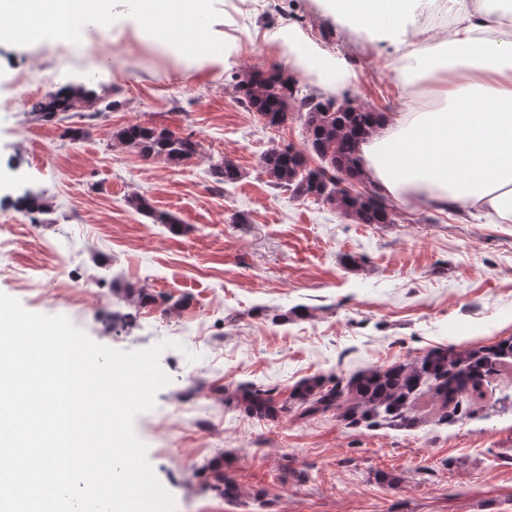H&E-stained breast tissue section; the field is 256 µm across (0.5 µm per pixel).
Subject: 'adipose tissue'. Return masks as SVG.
I'll return each mask as SVG.
<instances>
[{"instance_id":"obj_1","label":"adipose tissue","mask_w":512,"mask_h":512,"mask_svg":"<svg viewBox=\"0 0 512 512\" xmlns=\"http://www.w3.org/2000/svg\"><path fill=\"white\" fill-rule=\"evenodd\" d=\"M218 0H0V40L72 34L98 19L130 24L136 36L176 48L172 36L218 21ZM358 34L389 40V62L408 111L383 114L359 145L360 176L390 199L416 208L488 211L512 222V0H446L450 24L438 44L416 40L414 25L435 0H318ZM279 44L290 67L321 89L340 91L358 75L291 26Z\"/></svg>"}]
</instances>
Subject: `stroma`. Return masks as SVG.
I'll return each mask as SVG.
<instances>
[{
    "label": "stroma",
    "instance_id": "stroma-1",
    "mask_svg": "<svg viewBox=\"0 0 512 512\" xmlns=\"http://www.w3.org/2000/svg\"><path fill=\"white\" fill-rule=\"evenodd\" d=\"M228 67L193 64L142 45L131 29L84 25L65 38L0 44V292L31 312L64 315L121 351L161 347L169 382L134 431L174 512H512V367L495 372L472 416H422L409 430L349 427L328 413L258 419L229 397L254 382L280 397L301 380L512 336V223L395 205L390 224H358L274 188L259 160L304 144L297 115L272 130L237 101L234 76L287 70L267 36L296 25L324 51L346 54L361 109L403 112L384 64L387 43L321 16L314 0H226ZM84 87L89 101L58 123L34 118L23 94ZM141 123L192 136L175 165L143 158L114 133ZM83 129L80 138L68 136ZM223 158L241 170L215 185ZM43 196L29 216L10 202ZM133 193L181 221L179 231L128 207ZM190 300L141 308L121 291ZM223 460L242 488L216 496L203 465Z\"/></svg>",
    "mask_w": 512,
    "mask_h": 512
}]
</instances>
